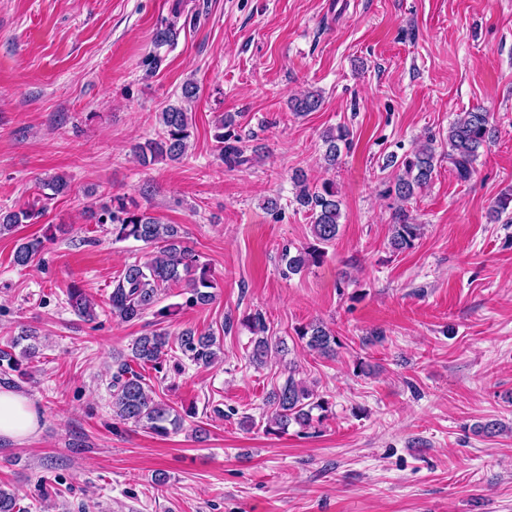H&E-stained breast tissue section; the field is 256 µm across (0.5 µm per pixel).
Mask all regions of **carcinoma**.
<instances>
[{
    "label": "carcinoma",
    "mask_w": 512,
    "mask_h": 512,
    "mask_svg": "<svg viewBox=\"0 0 512 512\" xmlns=\"http://www.w3.org/2000/svg\"><path fill=\"white\" fill-rule=\"evenodd\" d=\"M322 104L321 95L309 92L290 102V109L296 114L317 111ZM162 136L136 146V151L144 163L168 159L177 161L187 151L191 137L189 113L181 106H169L160 113ZM232 121L221 117L215 125L214 140L218 144L224 162L240 165L245 162L243 150L238 146L241 136L231 129ZM350 132L338 126L326 130L322 139L326 150L324 161L330 167L336 166L341 155V146L349 144ZM492 137L489 113L480 109L461 112L448 127V163L457 177L463 181L470 179L473 164L480 150L487 146ZM438 158L435 147L427 142L413 148L410 152L394 161L400 171L396 181L388 188V193L395 195L401 202L393 215L390 247L394 251L413 248L420 237L421 225L413 222L405 203L416 192L427 187L434 178ZM296 194L294 201L310 212V229L313 242L291 252L282 250L285 264L284 275L297 274L310 265L320 262L324 256L322 246L336 240L339 234L342 201L332 181H325L319 186L311 187L300 175L296 176ZM39 211L34 208L18 211L0 209V235L14 231L18 225L36 219ZM491 218L496 222L512 223V194L504 193L491 206ZM98 224L112 226V236L117 241L133 239L148 247L156 249L154 255L145 262H134L124 267L117 278L112 281V292L107 305L113 317L131 322L142 318L153 310L155 314L166 318L171 314L170 308H156L165 289L185 284L188 297L185 305L189 307L207 306L216 294V284L206 265L199 262V255L183 245L180 225L164 224L159 218L142 210L132 200L114 197L101 206L100 212L93 214ZM53 240L46 236L35 238L19 244L15 250L13 262L26 267L43 250L44 242ZM67 301L72 311L86 321H92L96 315V304L84 290L71 285L67 290ZM246 326L254 338L249 361L255 365L265 364L268 357L279 352L278 344L268 336V327L262 313L255 312L246 319ZM296 335L302 348L323 357L336 353V336L322 323L310 322L299 327ZM35 336V331L25 329L19 336L6 343L0 349V361L15 368L18 359L12 353L20 342ZM178 349L195 365L208 367L223 353L217 337L198 335L192 329L181 331L173 338L166 330L155 331L138 337L132 346L133 360L141 365H148L155 371L164 368L172 346ZM112 412L113 416L123 422L141 424L159 436H167L180 427V417L171 412L167 405L155 400L153 391L144 376L133 370L126 361L117 363L112 373ZM270 402L274 413L268 419L266 432L281 433L292 424L303 429L313 427V411H325L328 401L314 389L295 379L294 370H288L284 384L273 389Z\"/></svg>",
    "instance_id": "carcinoma-1"
}]
</instances>
